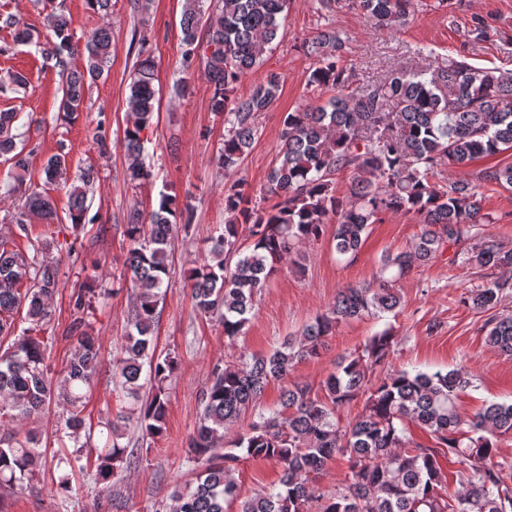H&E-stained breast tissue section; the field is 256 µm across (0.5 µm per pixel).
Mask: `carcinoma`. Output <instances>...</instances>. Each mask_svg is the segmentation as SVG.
Segmentation results:
<instances>
[{"label":"carcinoma","mask_w":512,"mask_h":512,"mask_svg":"<svg viewBox=\"0 0 512 512\" xmlns=\"http://www.w3.org/2000/svg\"><path fill=\"white\" fill-rule=\"evenodd\" d=\"M288 0H184L180 20L182 61L176 92L192 94L191 76L198 66L212 91L211 109L225 115L224 143L218 163L227 175L238 171L258 135V113L271 109L280 96V77L270 73L246 97L233 94L240 79L263 64L264 55L286 34L283 13ZM366 22L394 30L415 10L414 0H356ZM0 27L28 40L20 20L0 13ZM54 40L46 54L55 60L65 82L61 109L70 117L80 111L88 82L101 77L112 54V31L101 27L84 38L70 33L61 13L49 15ZM83 51L86 67H71V57ZM315 58L308 85L330 88L323 104L289 112L283 120L280 148L269 173L265 196L268 207L252 204L253 194L243 178L236 179L224 197V231L211 242L206 261L186 272L197 309L217 315L224 336H239L255 315L257 296L296 247L317 241L336 219L333 233L337 254L355 260L370 225L389 212L413 213L420 233L412 248L386 254L374 283L348 286L336 296L329 312L306 326L300 338H288L271 354L226 361L212 372L203 391L199 422L189 436L186 454L196 466L194 480L174 494L172 512H225L224 505L239 502V512H512V484L505 466L493 463L498 438L512 434V404L491 403L469 421L461 418L459 394L473 387L464 366L432 373L389 370L373 379L374 369L388 363L394 336L385 331L373 337L361 354L349 355L327 376L324 397L293 381L294 365L320 356L324 337L341 321L379 316L401 305L395 282L413 268L434 259L449 247L471 243L462 264L481 270L512 271V248L493 237L475 240V227L489 222L482 213L480 183L512 188V165L484 170L475 179L459 176L436 180L444 165L464 169L474 159L512 149V72L481 68L465 58L440 60L420 49L423 66L401 67L357 92H344L346 42L334 30L322 32L307 46ZM154 62L137 61L131 75L130 124L124 146L131 183L150 180L153 173L141 161L142 133L152 124L158 90ZM25 85L18 72L0 74V92ZM17 113L0 111V155L15 170L22 186L30 153L18 147L13 134ZM354 174L345 199L336 197L334 176ZM49 183L68 179L66 157H49L44 165ZM80 184L69 189L72 233L84 229L87 188L94 171L87 169ZM194 206L190 199L161 193L156 207L143 218L133 210L124 235L128 249L122 277L137 288L129 308V330L116 361L123 397L137 415L142 433L154 439L163 434L168 405L167 381L178 367L170 353L155 356L154 326L157 308L165 296L170 274L169 247L178 229L189 230ZM51 224L57 217L51 197L32 192L11 223L16 231L0 235V338L11 340L0 354V498L27 489L41 466L40 439L32 431L20 437L12 424L41 413L61 387L66 396V437L72 451L58 463L84 471L96 469L103 482L115 470L135 468L140 457L120 443L117 423L104 427L112 443H91L93 425L82 416L84 389L103 367L99 337L81 317L69 325L74 352L59 372L49 376L47 342L41 332L52 318L51 301L59 293V262L35 261L15 248L14 236L28 234V215ZM249 225L251 242L239 244V225ZM512 282L489 279L466 288L459 297L465 307L494 311ZM26 309L28 327L17 330L15 315ZM485 343L512 355V315L494 312L485 324ZM149 365V392L141 400L143 366ZM283 383L280 409L259 412L268 383ZM364 401L359 418L340 425L339 408ZM254 420L223 447L224 430L246 413ZM420 424L434 446L410 445L405 422ZM342 457L349 475L328 494L317 492L316 478L327 461ZM445 458L455 466L460 485L448 494V476L440 465ZM244 458L273 461L281 477L271 488L241 497L233 478Z\"/></svg>","instance_id":"cac0c4a2"}]
</instances>
